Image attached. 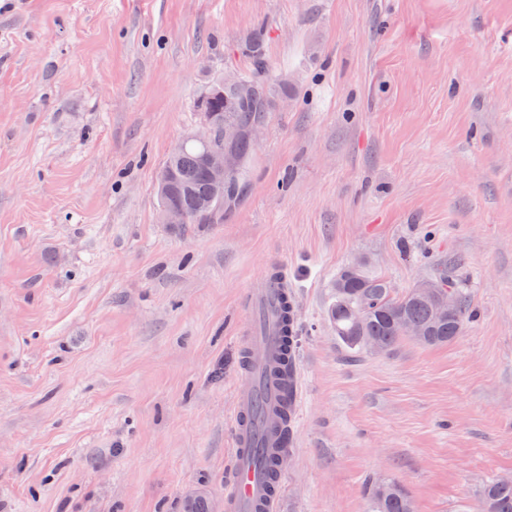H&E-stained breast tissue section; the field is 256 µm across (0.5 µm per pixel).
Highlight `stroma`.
I'll return each instance as SVG.
<instances>
[{"label":"stroma","instance_id":"1","mask_svg":"<svg viewBox=\"0 0 512 512\" xmlns=\"http://www.w3.org/2000/svg\"><path fill=\"white\" fill-rule=\"evenodd\" d=\"M264 33L272 108L220 224L156 175ZM293 292L302 402L280 512H478L512 478V0H0V512L224 507L242 295ZM358 263L447 274L441 346L348 352ZM370 512H414L411 497L397 481L374 484L368 493Z\"/></svg>","mask_w":512,"mask_h":512}]
</instances>
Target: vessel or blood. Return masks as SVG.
I'll return each mask as SVG.
<instances>
[{
	"mask_svg": "<svg viewBox=\"0 0 512 512\" xmlns=\"http://www.w3.org/2000/svg\"><path fill=\"white\" fill-rule=\"evenodd\" d=\"M288 292V271L285 266L267 267L252 288L244 293L245 306L257 313L261 325L242 334L241 351L245 374L249 379H262L261 391L238 395L234 406L233 466L225 478L224 506L226 512H278L282 490L272 485L267 469L254 462L256 449L266 454H282L279 403L287 401L290 410L300 404L297 369H290L287 378L273 372L283 336L280 307Z\"/></svg>",
	"mask_w": 512,
	"mask_h": 512,
	"instance_id": "obj_1",
	"label": "vessel or blood"
}]
</instances>
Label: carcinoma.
Instances as JSON below:
<instances>
[{"instance_id":"cac0c4a2","label":"carcinoma","mask_w":512,"mask_h":512,"mask_svg":"<svg viewBox=\"0 0 512 512\" xmlns=\"http://www.w3.org/2000/svg\"><path fill=\"white\" fill-rule=\"evenodd\" d=\"M249 65L239 80L255 86L256 94L239 97L232 86H224V97L210 104L219 122L238 128L237 138L224 142V154L234 157L224 182V200H214L212 187L202 169L204 148L186 142L169 155L163 169L173 172V192L192 224H210L224 217V204L233 200L245 186L246 164L252 140L249 128L264 121L270 108L267 85V62L261 32H253L246 41ZM335 300L328 317L336 330V338L354 353L385 352L407 337L398 322L401 320L422 329L418 342L443 345L462 334L473 312L462 301L447 317H439L432 307L418 298L416 287L396 290L389 280L364 270L349 278L336 277ZM369 512H415L414 503L397 481L374 484L368 493ZM481 512H512V482L499 479L489 482L481 496Z\"/></svg>"}]
</instances>
